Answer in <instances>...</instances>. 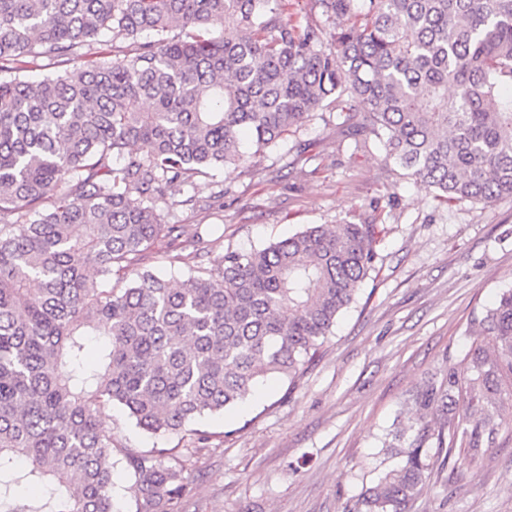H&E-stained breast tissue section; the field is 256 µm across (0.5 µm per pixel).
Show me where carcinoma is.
<instances>
[{
  "mask_svg": "<svg viewBox=\"0 0 512 512\" xmlns=\"http://www.w3.org/2000/svg\"><path fill=\"white\" fill-rule=\"evenodd\" d=\"M288 2L0 0V512H120L116 453L132 512H178L183 449L117 446L101 407L205 445L197 420L295 382L356 302L381 224L312 225L175 287L141 266L183 236L161 219L177 188L245 163L241 133L264 150L346 96L354 135L436 198L512 199V0H310L304 26ZM28 57L61 70L25 79ZM473 323L494 350L417 391L365 512H411L434 466L479 467L512 433V289ZM119 458L120 456L117 455L113 459L115 462L113 495L118 506L121 507L123 511H128L132 510L133 493L129 489L130 483L124 476L122 464L118 461Z\"/></svg>",
  "mask_w": 512,
  "mask_h": 512,
  "instance_id": "1",
  "label": "carcinoma"
}]
</instances>
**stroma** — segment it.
<instances>
[{
  "label": "stroma",
  "mask_w": 512,
  "mask_h": 512,
  "mask_svg": "<svg viewBox=\"0 0 512 512\" xmlns=\"http://www.w3.org/2000/svg\"><path fill=\"white\" fill-rule=\"evenodd\" d=\"M384 155L344 112L324 108L254 168L227 166L184 188L201 200L221 192L213 208L165 214L201 238L177 251L162 240L146 254L144 266L174 285L227 251L260 249L308 224L387 227L374 279L296 385L267 379L244 404L199 421L212 439L188 464L182 512H359L376 465L397 463L382 438L413 423L407 399L468 351L474 311L512 289V200L439 204ZM100 419L128 446L186 445L143 432L115 406ZM411 512H512V435L480 467L434 469Z\"/></svg>",
  "instance_id": "35a3bbf8"
}]
</instances>
